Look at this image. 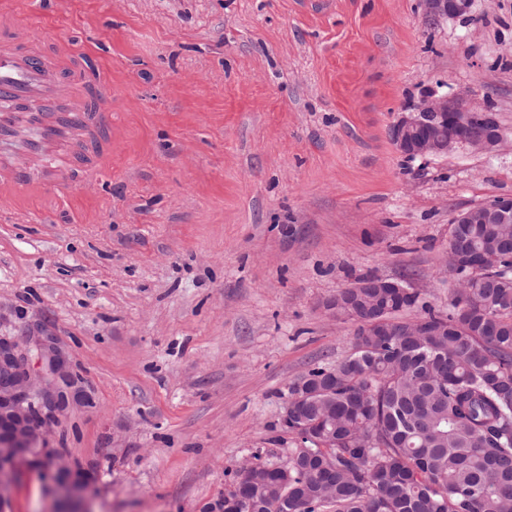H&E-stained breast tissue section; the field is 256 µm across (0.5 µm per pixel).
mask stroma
Returning a JSON list of instances; mask_svg holds the SVG:
<instances>
[{
    "mask_svg": "<svg viewBox=\"0 0 512 512\" xmlns=\"http://www.w3.org/2000/svg\"><path fill=\"white\" fill-rule=\"evenodd\" d=\"M33 45L71 41L112 86V167L74 192L0 195V332L67 352L95 404L53 451L77 512H202L224 470L283 463L289 384L348 355L327 302L365 275L448 309L450 219L512 198V152L409 161L389 138L430 86L469 85L512 136V0L426 21L420 0H0ZM49 461L9 512H56ZM76 468L65 456H54V491L63 504L69 503L74 497H81L86 485L75 478Z\"/></svg>",
    "mask_w": 512,
    "mask_h": 512,
    "instance_id": "obj_1",
    "label": "stroma"
}]
</instances>
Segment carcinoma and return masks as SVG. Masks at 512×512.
Masks as SVG:
<instances>
[{
	"mask_svg": "<svg viewBox=\"0 0 512 512\" xmlns=\"http://www.w3.org/2000/svg\"><path fill=\"white\" fill-rule=\"evenodd\" d=\"M497 268L466 272L448 312L418 294L345 288L352 352L306 376L333 388L302 414L313 437L224 488L236 512H512V224H457ZM447 328L402 336L401 313Z\"/></svg>",
	"mask_w": 512,
	"mask_h": 512,
	"instance_id": "carcinoma-1",
	"label": "carcinoma"
}]
</instances>
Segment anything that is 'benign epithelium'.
<instances>
[{
  "instance_id": "benign-epithelium-1",
  "label": "benign epithelium",
  "mask_w": 512,
  "mask_h": 512,
  "mask_svg": "<svg viewBox=\"0 0 512 512\" xmlns=\"http://www.w3.org/2000/svg\"><path fill=\"white\" fill-rule=\"evenodd\" d=\"M475 0H422L427 21L471 16ZM470 86L448 91L429 87L401 109L390 128L396 151L426 161L460 152L497 153L508 147L494 110L473 102ZM453 224H512V198L491 200L452 217ZM36 356V367L30 356ZM93 399L62 349L50 336H0V512L11 501L20 465L29 452H48L56 418ZM65 456H54V491L63 504L82 495L85 484Z\"/></svg>"
}]
</instances>
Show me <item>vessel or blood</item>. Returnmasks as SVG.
Returning <instances> with one entry per match:
<instances>
[{"mask_svg": "<svg viewBox=\"0 0 512 512\" xmlns=\"http://www.w3.org/2000/svg\"><path fill=\"white\" fill-rule=\"evenodd\" d=\"M111 86L89 83L74 58L46 53L30 44L10 25L0 26V145L8 146L17 117L31 105L47 106V113L31 122L32 153L39 168H17L0 179V192L22 195L53 190L50 174L57 146L76 130L101 128L108 123Z\"/></svg>", "mask_w": 512, "mask_h": 512, "instance_id": "1", "label": "vessel or blood"}]
</instances>
